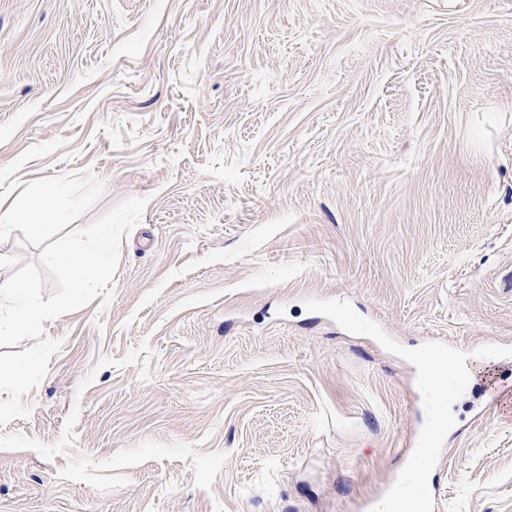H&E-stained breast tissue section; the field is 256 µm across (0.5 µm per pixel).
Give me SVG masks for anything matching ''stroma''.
<instances>
[{
	"label": "stroma",
	"mask_w": 512,
	"mask_h": 512,
	"mask_svg": "<svg viewBox=\"0 0 512 512\" xmlns=\"http://www.w3.org/2000/svg\"><path fill=\"white\" fill-rule=\"evenodd\" d=\"M144 196L0 426V512H360L430 339L512 349V0H0V205ZM44 248L0 235V284ZM439 512H512V393Z\"/></svg>",
	"instance_id": "35a3bbf8"
}]
</instances>
